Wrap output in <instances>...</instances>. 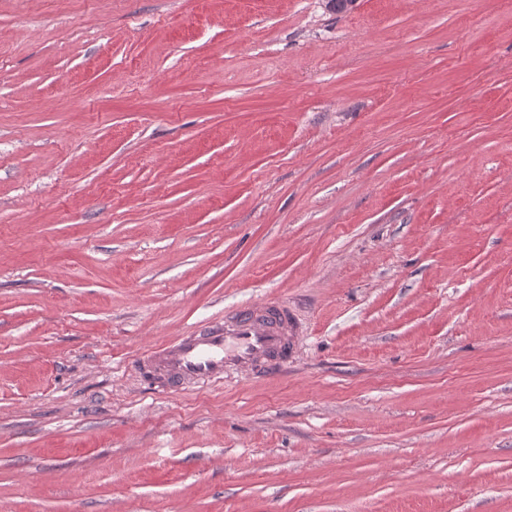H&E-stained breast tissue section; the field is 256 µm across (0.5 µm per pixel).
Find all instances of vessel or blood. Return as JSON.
Returning <instances> with one entry per match:
<instances>
[{"mask_svg": "<svg viewBox=\"0 0 512 512\" xmlns=\"http://www.w3.org/2000/svg\"><path fill=\"white\" fill-rule=\"evenodd\" d=\"M305 328L286 302L258 298L153 346L133 367L160 393L272 376L295 358Z\"/></svg>", "mask_w": 512, "mask_h": 512, "instance_id": "1", "label": "vessel or blood"}]
</instances>
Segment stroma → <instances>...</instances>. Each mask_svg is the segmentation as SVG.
<instances>
[{"mask_svg":"<svg viewBox=\"0 0 512 512\" xmlns=\"http://www.w3.org/2000/svg\"><path fill=\"white\" fill-rule=\"evenodd\" d=\"M0 512H512V0H0ZM305 327L286 302L257 298L153 346L133 367L159 393L270 377L295 358Z\"/></svg>","mask_w":512,"mask_h":512,"instance_id":"obj_1","label":"stroma"}]
</instances>
